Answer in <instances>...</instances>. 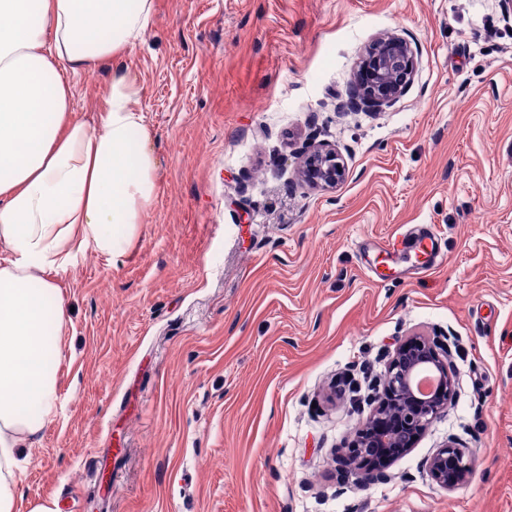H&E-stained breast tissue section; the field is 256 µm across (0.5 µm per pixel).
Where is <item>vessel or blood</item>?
<instances>
[{
	"label": "vessel or blood",
	"instance_id": "1",
	"mask_svg": "<svg viewBox=\"0 0 512 512\" xmlns=\"http://www.w3.org/2000/svg\"><path fill=\"white\" fill-rule=\"evenodd\" d=\"M409 247L413 248L416 253V260L411 265L413 273L427 272L447 260L435 231L420 228L391 238L384 246L377 248L375 251L377 259L375 262L369 263V270L376 272L383 280L399 278L401 274L400 257Z\"/></svg>",
	"mask_w": 512,
	"mask_h": 512
}]
</instances>
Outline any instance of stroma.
I'll return each instance as SVG.
<instances>
[{
    "label": "stroma",
    "instance_id": "stroma-1",
    "mask_svg": "<svg viewBox=\"0 0 512 512\" xmlns=\"http://www.w3.org/2000/svg\"><path fill=\"white\" fill-rule=\"evenodd\" d=\"M416 42L408 91L352 109L376 37ZM155 195L124 255L54 272L71 311L61 409L18 512H512V20L499 0H153L142 40L71 76L94 129L115 79ZM324 143L345 180L313 189ZM433 225L445 265L389 282L358 250ZM448 333L456 396L388 482L342 486L357 380ZM475 451L462 485L423 461Z\"/></svg>",
    "mask_w": 512,
    "mask_h": 512
}]
</instances>
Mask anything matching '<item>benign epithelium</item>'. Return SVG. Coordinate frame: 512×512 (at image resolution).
Returning <instances> with one entry per match:
<instances>
[{"instance_id": "1", "label": "benign epithelium", "mask_w": 512, "mask_h": 512, "mask_svg": "<svg viewBox=\"0 0 512 512\" xmlns=\"http://www.w3.org/2000/svg\"><path fill=\"white\" fill-rule=\"evenodd\" d=\"M417 48L403 36H379L366 51L357 74L359 92L354 104L379 109L392 104L410 83ZM302 178L312 187H334L345 179L346 167L336 151L320 148L309 153L301 165ZM450 346L441 337L411 336L396 346L377 396L374 412L357 429L347 445L344 460L356 484L367 487L387 480L384 470L362 467L361 458L372 448H386L402 455L413 448L418 436L448 407L455 395V375L448 367ZM435 376L432 391L414 388L418 372ZM476 456L453 440L437 449L423 464L431 479L446 490L465 483L472 475Z\"/></svg>"}]
</instances>
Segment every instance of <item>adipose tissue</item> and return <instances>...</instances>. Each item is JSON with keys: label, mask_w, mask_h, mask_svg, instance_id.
Masks as SVG:
<instances>
[{"label": "adipose tissue", "mask_w": 512, "mask_h": 512, "mask_svg": "<svg viewBox=\"0 0 512 512\" xmlns=\"http://www.w3.org/2000/svg\"><path fill=\"white\" fill-rule=\"evenodd\" d=\"M153 0H0V512H17L29 448L58 407L68 317L48 276L122 256L155 194L141 114L115 83L94 130L71 122L79 72L146 33Z\"/></svg>", "instance_id": "1"}]
</instances>
